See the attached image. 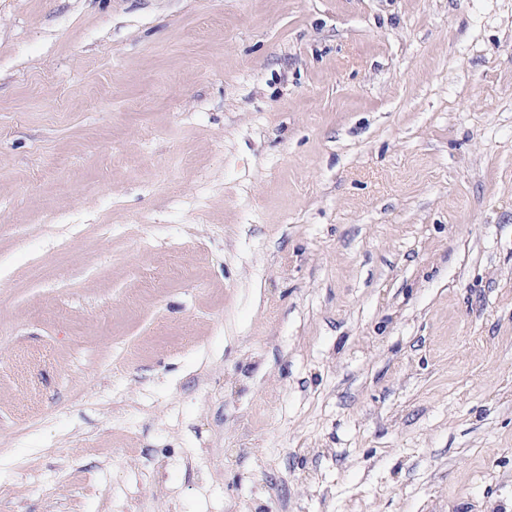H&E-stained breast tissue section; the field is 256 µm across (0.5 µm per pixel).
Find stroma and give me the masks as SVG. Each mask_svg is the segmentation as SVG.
I'll return each mask as SVG.
<instances>
[{
	"label": "stroma",
	"mask_w": 512,
	"mask_h": 512,
	"mask_svg": "<svg viewBox=\"0 0 512 512\" xmlns=\"http://www.w3.org/2000/svg\"><path fill=\"white\" fill-rule=\"evenodd\" d=\"M0 512H512V0H0Z\"/></svg>",
	"instance_id": "35a3bbf8"
}]
</instances>
